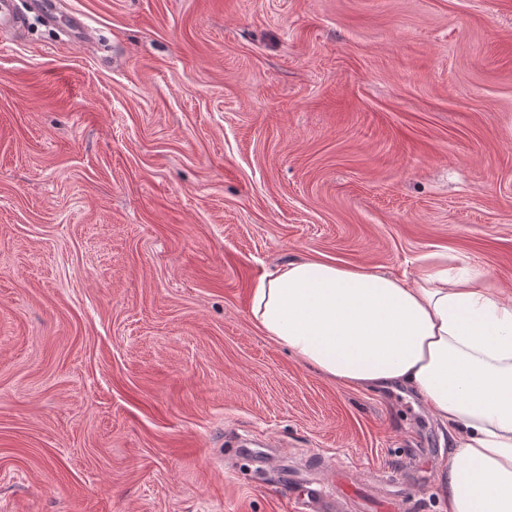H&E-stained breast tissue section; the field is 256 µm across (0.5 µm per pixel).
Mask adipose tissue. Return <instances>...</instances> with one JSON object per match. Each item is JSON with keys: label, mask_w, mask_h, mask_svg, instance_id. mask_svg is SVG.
<instances>
[{"label": "adipose tissue", "mask_w": 512, "mask_h": 512, "mask_svg": "<svg viewBox=\"0 0 512 512\" xmlns=\"http://www.w3.org/2000/svg\"><path fill=\"white\" fill-rule=\"evenodd\" d=\"M255 324L324 376L358 390L411 388L447 425L448 512H512V296L490 273L413 277L308 258L262 275Z\"/></svg>", "instance_id": "1"}]
</instances>
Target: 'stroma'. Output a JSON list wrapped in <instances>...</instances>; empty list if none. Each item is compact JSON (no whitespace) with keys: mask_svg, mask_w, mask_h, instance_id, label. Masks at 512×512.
<instances>
[{"mask_svg":"<svg viewBox=\"0 0 512 512\" xmlns=\"http://www.w3.org/2000/svg\"><path fill=\"white\" fill-rule=\"evenodd\" d=\"M0 33V512H448V429L249 314L303 258L512 291V0H66ZM280 457L264 468L243 447ZM300 493L303 498L301 504L305 506L298 507L300 512H334L330 511L333 508L337 510L341 509L343 504L342 501L336 500L334 502L332 498L338 497V493L346 494L354 493L356 487L346 485L344 488H339L334 485H324L322 483H301Z\"/></svg>","mask_w":512,"mask_h":512,"instance_id":"stroma-1","label":"stroma"}]
</instances>
